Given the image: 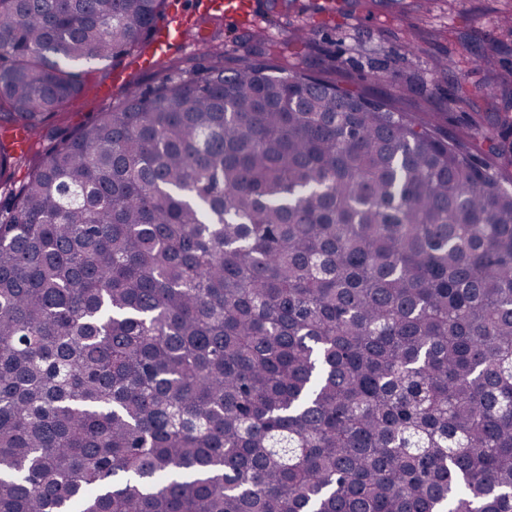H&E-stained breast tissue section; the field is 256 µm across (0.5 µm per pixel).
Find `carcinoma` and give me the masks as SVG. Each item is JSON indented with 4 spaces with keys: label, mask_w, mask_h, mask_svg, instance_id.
<instances>
[{
    "label": "carcinoma",
    "mask_w": 512,
    "mask_h": 512,
    "mask_svg": "<svg viewBox=\"0 0 512 512\" xmlns=\"http://www.w3.org/2000/svg\"><path fill=\"white\" fill-rule=\"evenodd\" d=\"M167 5L0 0V512H512V111L212 45L5 143Z\"/></svg>",
    "instance_id": "carcinoma-1"
}]
</instances>
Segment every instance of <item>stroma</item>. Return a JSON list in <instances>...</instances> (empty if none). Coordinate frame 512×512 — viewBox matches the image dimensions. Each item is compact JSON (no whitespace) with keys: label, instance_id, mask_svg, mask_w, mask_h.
Instances as JSON below:
<instances>
[{"label":"stroma","instance_id":"obj_1","mask_svg":"<svg viewBox=\"0 0 512 512\" xmlns=\"http://www.w3.org/2000/svg\"><path fill=\"white\" fill-rule=\"evenodd\" d=\"M275 0H260L257 18L244 31L211 16L207 35L219 36L230 57L250 53L255 35L284 42L289 30L308 25L309 52L289 54L290 63L315 67L318 60L336 57L352 75L354 85L378 93H387L408 112H422L447 106L457 84H467L471 92V111L484 116L498 112L503 101L499 77L512 71V41L503 40L499 29L504 0H339L341 11L325 20L320 10L325 0H294L288 14H279ZM415 36L417 47L409 49L408 36ZM466 42L475 59L466 70L447 67L434 74L429 64L447 59L455 42ZM498 48L495 72H488L478 57L490 48ZM87 84L85 96L64 105L48 121L56 135L71 133L92 121L96 113L111 107L120 93L115 70L124 71L130 80L141 85L154 84L160 77L159 66L146 67L140 56L127 57L119 68L95 60L76 66Z\"/></svg>","mask_w":512,"mask_h":512}]
</instances>
